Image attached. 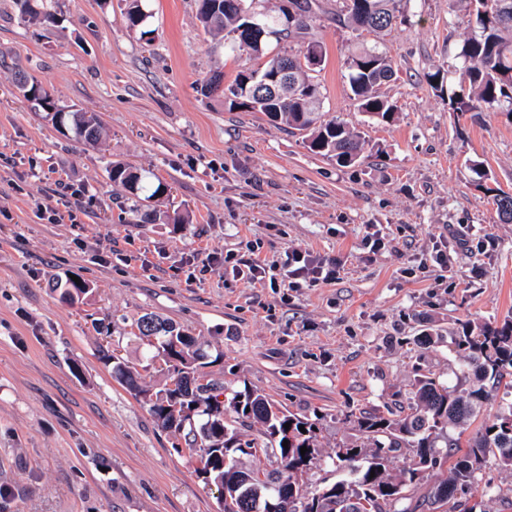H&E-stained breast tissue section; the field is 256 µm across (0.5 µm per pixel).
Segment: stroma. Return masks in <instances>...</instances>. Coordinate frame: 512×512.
I'll return each mask as SVG.
<instances>
[{"instance_id":"35a3bbf8","label":"stroma","mask_w":512,"mask_h":512,"mask_svg":"<svg viewBox=\"0 0 512 512\" xmlns=\"http://www.w3.org/2000/svg\"><path fill=\"white\" fill-rule=\"evenodd\" d=\"M54 0L55 25L0 0V512H222L220 489L115 376H166L137 323L173 322L204 343L206 376L226 393L260 391L319 422L303 483L347 477L336 452L365 441L361 412L400 414L418 378L467 389L451 338L461 325L512 318V114L450 111L429 73L458 66L472 28L464 0H402L378 38L341 26L335 0L312 29L326 60L314 80L327 118L360 130L361 159L341 166L267 116L204 96L256 66L203 30L197 0ZM375 46L395 76L379 93L393 120L359 112L350 48ZM24 69L62 106L97 113V144L58 127L19 93ZM129 163L165 196L132 221L107 165ZM383 246L368 251V241ZM258 243L250 251L249 243ZM300 249L340 261L336 282L253 280L254 259ZM446 266L433 260L436 250ZM91 286L62 300L68 276ZM438 338L419 349L416 336Z\"/></svg>"}]
</instances>
